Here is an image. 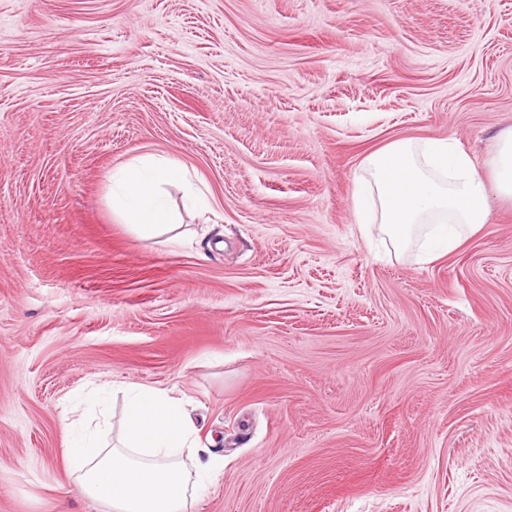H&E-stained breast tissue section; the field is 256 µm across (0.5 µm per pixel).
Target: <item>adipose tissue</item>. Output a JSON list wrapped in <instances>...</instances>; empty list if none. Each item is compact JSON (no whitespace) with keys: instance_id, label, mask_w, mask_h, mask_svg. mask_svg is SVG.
I'll use <instances>...</instances> for the list:
<instances>
[{"instance_id":"1","label":"adipose tissue","mask_w":512,"mask_h":512,"mask_svg":"<svg viewBox=\"0 0 512 512\" xmlns=\"http://www.w3.org/2000/svg\"><path fill=\"white\" fill-rule=\"evenodd\" d=\"M179 177L177 164L165 158L129 164L112 208L137 235L170 233L174 226L160 189ZM196 440L179 398L164 389L137 386L124 408L121 445L100 448L89 440L65 438L66 474L80 495L109 512H186L191 496L200 495L224 467L219 459L201 460Z\"/></svg>"}]
</instances>
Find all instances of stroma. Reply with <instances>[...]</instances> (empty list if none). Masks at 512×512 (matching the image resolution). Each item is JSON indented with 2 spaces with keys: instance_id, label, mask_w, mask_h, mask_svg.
<instances>
[{
  "instance_id": "stroma-1",
  "label": "stroma",
  "mask_w": 512,
  "mask_h": 512,
  "mask_svg": "<svg viewBox=\"0 0 512 512\" xmlns=\"http://www.w3.org/2000/svg\"><path fill=\"white\" fill-rule=\"evenodd\" d=\"M509 129L512 0H0V512H107L63 417L112 446L135 385L224 462L189 512H512ZM402 139L487 177L432 260L357 222ZM146 157L173 245L112 210ZM491 165L500 193L512 199V130L499 137Z\"/></svg>"
}]
</instances>
